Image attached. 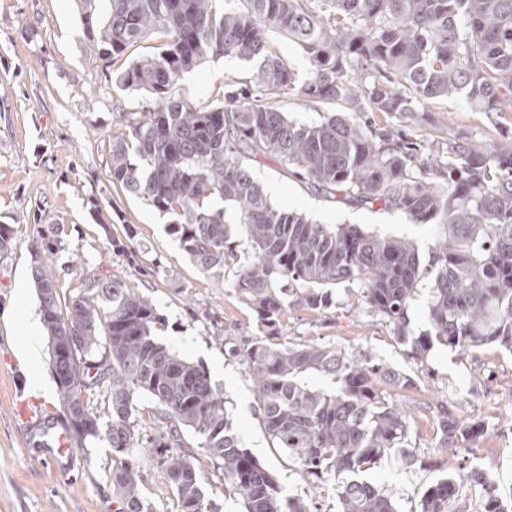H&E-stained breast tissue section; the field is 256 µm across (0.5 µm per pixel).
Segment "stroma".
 Returning <instances> with one entry per match:
<instances>
[{
	"label": "stroma",
	"instance_id": "obj_1",
	"mask_svg": "<svg viewBox=\"0 0 512 512\" xmlns=\"http://www.w3.org/2000/svg\"><path fill=\"white\" fill-rule=\"evenodd\" d=\"M84 41L77 0H0V224L14 230L12 249L0 254V512H123L108 479L112 452L105 444L73 449L68 460L58 457L49 449L50 436L13 413L21 393L56 401L49 347L41 349V389L17 353L28 337V315L39 311L28 244L44 224L67 230L53 257L64 296L74 295L93 272L119 276L130 292L149 296L162 318L158 341L205 368L224 393L242 447L275 476L283 495L304 499L310 512H338L335 480L308 476L263 428L251 374L239 355L260 329L233 286L234 269L220 279L202 273L178 246L168 217L109 180L113 124L120 113L152 106L148 93L119 89L112 75L154 52L157 39L136 43L114 60L87 52ZM253 69L235 57L209 58L181 74L169 94L197 108L212 106L222 101L227 83L249 81ZM422 124L446 138L459 132L482 142L498 134L512 137V125L492 129L461 97L435 104ZM248 165L277 207L323 224H358L405 237L423 254L432 245L435 226L412 223L396 210L324 197L277 156L256 157ZM96 203L111 215L125 251L102 248ZM333 299L321 316L290 310L281 342L311 341L348 356L364 354L418 379L417 389L391 392L408 414L418 462L406 466L388 456L366 479L383 485L400 512H419L428 486L473 465L502 494L512 493V353L496 345L463 353L437 346L420 362L407 355L393 327L364 306L357 287L334 288ZM442 405L481 420L484 436L469 448L441 447Z\"/></svg>",
	"mask_w": 512,
	"mask_h": 512
}]
</instances>
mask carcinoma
Listing matches in <instances>:
<instances>
[{
    "label": "carcinoma",
    "mask_w": 512,
    "mask_h": 512,
    "mask_svg": "<svg viewBox=\"0 0 512 512\" xmlns=\"http://www.w3.org/2000/svg\"><path fill=\"white\" fill-rule=\"evenodd\" d=\"M79 4L85 45L102 58L162 39L112 78L155 98L154 109L127 113L112 133V184L167 215L202 271L222 277L225 267H237L234 287L268 337L279 334L288 308L321 315L333 304L329 289L355 284L415 360L425 361L437 344L462 351L497 344L512 354V141L484 146L457 136L445 148L392 125L457 96L495 125L512 120V0H108L102 19L95 0ZM270 29L305 51L309 80L299 81L270 48ZM214 56L257 62L255 91L229 92L198 109L168 95L176 78ZM264 95L342 103L349 113L298 124L261 102ZM267 154L326 196L434 225L428 263L409 239L314 224L276 207L245 163ZM216 196L221 210L210 207ZM228 209L244 227L245 258L231 246ZM94 215L102 247L124 250L98 204ZM65 236V225L49 224L30 245L57 400L78 447L112 449L109 480L124 512H154L136 463L142 448L152 449L176 512H215L201 481L202 456L241 496L244 512H309L240 445L207 371L156 340L161 318L148 297L98 273L61 300L47 255ZM424 281L428 329L418 334L408 311ZM65 342L70 365L56 358ZM242 358L273 445L319 481L343 476L339 512H398L393 496L363 473L389 453L415 463L406 415L386 390L415 388L412 376L317 343L258 339ZM312 370L334 378L336 389L305 385ZM143 397L153 403L147 426ZM438 426L445 447L469 446L484 434L482 423L446 408ZM187 434L202 455L182 452ZM473 497L480 512H512V494L502 497L475 468L437 480L420 512H468Z\"/></svg>",
    "instance_id": "cac0c4a2"
}]
</instances>
